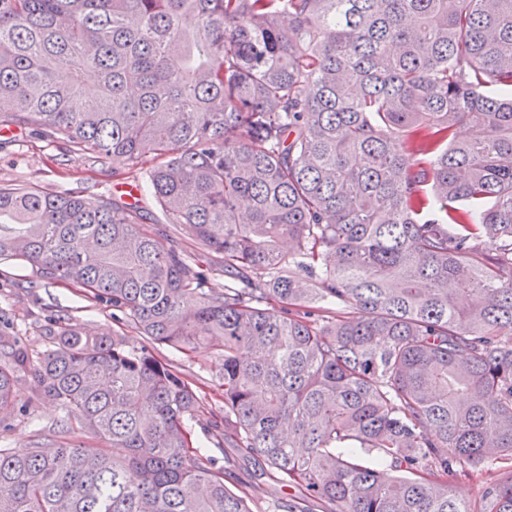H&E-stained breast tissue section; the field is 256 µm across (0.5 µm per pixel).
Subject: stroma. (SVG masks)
Masks as SVG:
<instances>
[{
	"instance_id": "stroma-1",
	"label": "stroma",
	"mask_w": 512,
	"mask_h": 512,
	"mask_svg": "<svg viewBox=\"0 0 512 512\" xmlns=\"http://www.w3.org/2000/svg\"><path fill=\"white\" fill-rule=\"evenodd\" d=\"M128 177L122 161L64 153L55 140L28 129L0 131V185L26 183L57 192L76 191L94 198L115 194ZM140 204L152 219L155 238L163 248L194 251L196 237L191 228H173L161 223L150 193H143ZM49 315L69 318L90 334L105 328L117 331L132 344L143 341L133 323L113 320L111 308L93 304L78 288L39 283L29 264L0 261V324L7 326L12 337L30 353L44 350L46 339L41 327ZM156 351L196 385L206 410L192 423L193 445L213 459L216 467L224 469L227 486L249 493L262 510L285 495V487L260 475L257 461L226 445L221 437L223 413L212 382L218 367L215 352L204 344L189 351L160 345ZM16 378L15 402L28 407L29 414L23 417L11 411L0 416V448L33 445L47 451L57 448L60 443L57 425L63 416L60 407L46 399H34L29 373L18 372ZM502 471L498 463L463 465L453 482V491L459 498L477 503L485 484Z\"/></svg>"
}]
</instances>
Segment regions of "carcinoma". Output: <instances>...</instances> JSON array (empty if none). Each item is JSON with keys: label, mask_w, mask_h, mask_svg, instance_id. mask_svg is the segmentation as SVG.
Masks as SVG:
<instances>
[{"label": "carcinoma", "mask_w": 512, "mask_h": 512, "mask_svg": "<svg viewBox=\"0 0 512 512\" xmlns=\"http://www.w3.org/2000/svg\"><path fill=\"white\" fill-rule=\"evenodd\" d=\"M0 128L124 159L197 240L0 185V261L144 336L51 316L33 357L0 330V412L29 366L107 443L0 448V512H253L154 348L199 343L224 442L296 490L272 512H512V0H0ZM506 464L483 463L480 466L463 465L460 474L453 482V492L459 498L469 501L472 505L478 504L481 492L486 483L497 478L504 472Z\"/></svg>", "instance_id": "obj_1"}]
</instances>
